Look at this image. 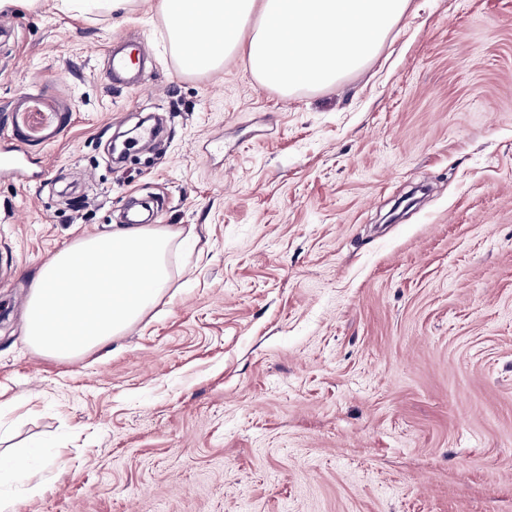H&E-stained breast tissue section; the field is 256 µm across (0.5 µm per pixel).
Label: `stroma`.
<instances>
[{
    "instance_id": "stroma-1",
    "label": "stroma",
    "mask_w": 512,
    "mask_h": 512,
    "mask_svg": "<svg viewBox=\"0 0 512 512\" xmlns=\"http://www.w3.org/2000/svg\"><path fill=\"white\" fill-rule=\"evenodd\" d=\"M156 0L0 9V451L17 512H512V0H411L336 85L183 73ZM139 34L141 84L105 49ZM162 138L113 164L141 122ZM181 232L104 349L28 345L36 270L130 196ZM24 152L18 147L4 148L0 152V175L1 177H25L28 179H39L46 175L42 169L32 170ZM29 453L26 448H15L6 459L0 458V475L2 471L5 475H19L26 480V492L32 496H38L42 493V485L39 481L33 480L32 470L29 469Z\"/></svg>"
}]
</instances>
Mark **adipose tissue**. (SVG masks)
Listing matches in <instances>:
<instances>
[{
    "label": "adipose tissue",
    "instance_id": "1",
    "mask_svg": "<svg viewBox=\"0 0 512 512\" xmlns=\"http://www.w3.org/2000/svg\"><path fill=\"white\" fill-rule=\"evenodd\" d=\"M410 0H158L184 72L220 67L244 53L260 85L287 95L322 88L364 67L402 20ZM179 231L149 224L82 238L33 277L25 334L59 360L107 347L140 321L171 277Z\"/></svg>",
    "mask_w": 512,
    "mask_h": 512
}]
</instances>
